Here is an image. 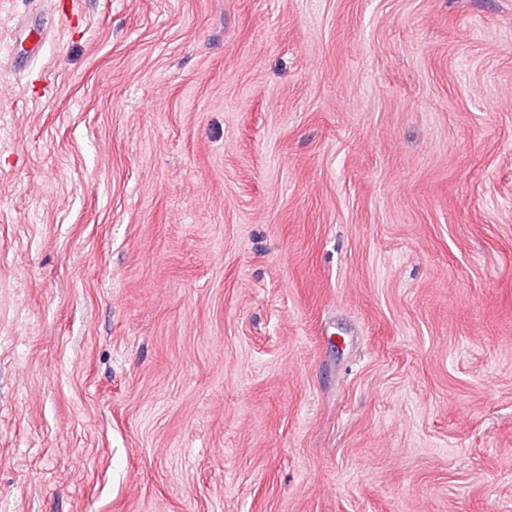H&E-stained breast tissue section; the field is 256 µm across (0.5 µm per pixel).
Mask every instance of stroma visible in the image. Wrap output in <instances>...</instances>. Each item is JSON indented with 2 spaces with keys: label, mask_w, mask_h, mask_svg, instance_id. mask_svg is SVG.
Segmentation results:
<instances>
[{
  "label": "stroma",
  "mask_w": 512,
  "mask_h": 512,
  "mask_svg": "<svg viewBox=\"0 0 512 512\" xmlns=\"http://www.w3.org/2000/svg\"><path fill=\"white\" fill-rule=\"evenodd\" d=\"M0 0V512H512V0Z\"/></svg>",
  "instance_id": "1"
}]
</instances>
